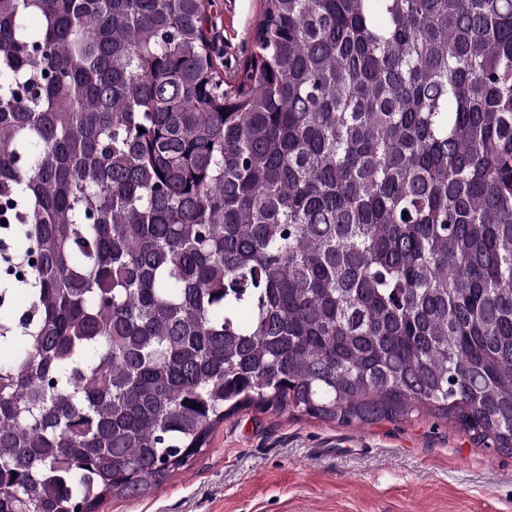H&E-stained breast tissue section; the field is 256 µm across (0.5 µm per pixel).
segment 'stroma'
I'll list each match as a JSON object with an SVG mask.
<instances>
[{
	"label": "stroma",
	"instance_id": "obj_1",
	"mask_svg": "<svg viewBox=\"0 0 512 512\" xmlns=\"http://www.w3.org/2000/svg\"><path fill=\"white\" fill-rule=\"evenodd\" d=\"M261 11L262 0H209L226 82L254 50ZM100 512H512V451L431 417L340 426L250 407L161 486Z\"/></svg>",
	"mask_w": 512,
	"mask_h": 512
}]
</instances>
